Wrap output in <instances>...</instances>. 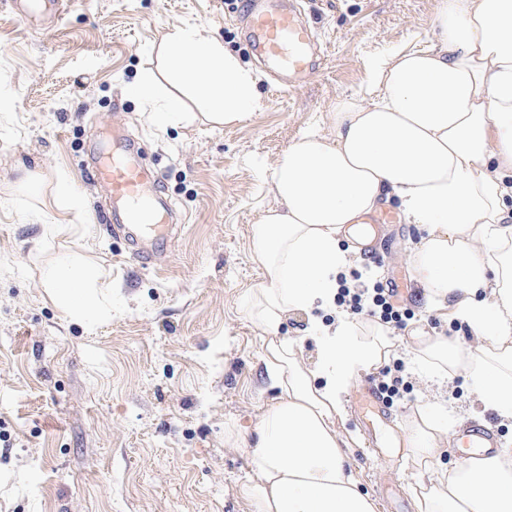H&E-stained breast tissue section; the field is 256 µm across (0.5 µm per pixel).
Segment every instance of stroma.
Here are the masks:
<instances>
[{
    "label": "stroma",
    "instance_id": "35a3bbf8",
    "mask_svg": "<svg viewBox=\"0 0 512 512\" xmlns=\"http://www.w3.org/2000/svg\"><path fill=\"white\" fill-rule=\"evenodd\" d=\"M322 53L307 81L275 91L262 73L260 110L211 128L150 122L121 87L158 72L154 51L176 24L209 28L227 49L259 64L239 0H67L27 21L0 0V512H253L245 443L277 395L265 373L261 331L243 301L262 283L251 256L256 216L275 206L268 169L299 136L320 126L358 90L370 61L391 48L433 44L438 0H300ZM137 141L161 173L159 192L184 227L156 265L133 259L102 219L107 192L86 166L102 137ZM84 200L67 209L59 178ZM54 224H85L57 236ZM425 227L398 221L381 231L377 261L355 251L348 282L387 286L405 274L404 326L369 311L354 317L360 339L385 335L397 354L352 386L401 377L389 417L350 413L348 455L380 512H416L409 487L419 469L394 438L411 416L442 401L447 437L435 466L454 469L453 434L482 380L471 367L427 384L430 361L416 346L470 329L430 313L409 256ZM93 270L99 307L91 323L67 319L44 274L61 257Z\"/></svg>",
    "mask_w": 512,
    "mask_h": 512
}]
</instances>
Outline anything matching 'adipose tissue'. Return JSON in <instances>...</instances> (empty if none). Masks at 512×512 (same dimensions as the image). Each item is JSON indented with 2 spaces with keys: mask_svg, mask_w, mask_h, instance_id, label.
<instances>
[{
  "mask_svg": "<svg viewBox=\"0 0 512 512\" xmlns=\"http://www.w3.org/2000/svg\"><path fill=\"white\" fill-rule=\"evenodd\" d=\"M431 31L432 46L373 59L324 129L304 132L272 167L278 204L253 226L263 283L245 304L280 391L251 442L244 492L255 512H377L345 454L342 396L394 346L358 341L351 323L326 326L313 312L336 305L338 276L351 262L343 232L382 201L427 229L411 263L430 312L465 323L476 339L466 346L432 336L419 353L471 365L485 380L484 409L512 421V0H439ZM156 51L161 74L123 87L152 121L231 125L260 108L259 70L207 28L170 27ZM162 80L171 93H160ZM180 88L191 89L202 113L187 111ZM95 281L66 261L46 275L52 301L75 322L91 316L84 296ZM293 315L308 319L312 366L297 355L300 341L280 334ZM443 416L432 405L408 423L410 452L427 475L415 492L418 512H512V448L464 458L450 474L432 466Z\"/></svg>",
  "mask_w": 512,
  "mask_h": 512,
  "instance_id": "obj_1",
  "label": "adipose tissue"
}]
</instances>
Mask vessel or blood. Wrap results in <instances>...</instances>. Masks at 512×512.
I'll return each mask as SVG.
<instances>
[{
	"label": "vessel or blood",
	"instance_id": "b4317fda",
	"mask_svg": "<svg viewBox=\"0 0 512 512\" xmlns=\"http://www.w3.org/2000/svg\"><path fill=\"white\" fill-rule=\"evenodd\" d=\"M243 17L257 53L267 61L276 86L284 90L306 82L312 71L311 49L315 34L289 0H244ZM110 159L98 162L92 171L95 181L105 183L112 193V220L132 243L142 264H151L155 252L168 245L169 236L160 227L169 207L151 192L155 175L147 172L121 138H113ZM353 404L362 413L385 417L387 405L371 383L361 384ZM499 444L489 426L477 423L463 426L454 439L462 455H489Z\"/></svg>",
	"mask_w": 512,
	"mask_h": 512
}]
</instances>
